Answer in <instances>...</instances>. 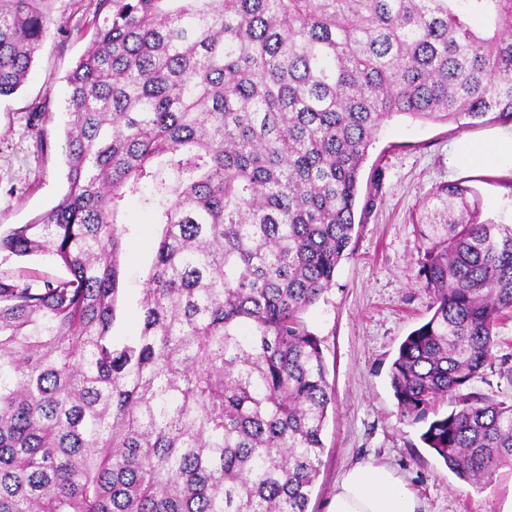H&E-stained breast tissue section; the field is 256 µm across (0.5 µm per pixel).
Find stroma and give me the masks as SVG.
I'll use <instances>...</instances> for the list:
<instances>
[{"instance_id": "obj_1", "label": "stroma", "mask_w": 512, "mask_h": 512, "mask_svg": "<svg viewBox=\"0 0 512 512\" xmlns=\"http://www.w3.org/2000/svg\"><path fill=\"white\" fill-rule=\"evenodd\" d=\"M97 8V0H51L48 32L27 81L0 97V225L29 223L65 193V77L92 41ZM505 131L512 132V125L463 127L396 116L370 147L358 197L368 208L355 227L352 253L337 266L334 286L303 315L321 342L334 396L308 512H328L342 473L366 462L401 476L421 512H500L512 496L507 467L479 490L458 479L424 448L420 425L402 415L390 386L399 345L431 315L432 297L417 277L424 252L416 222L422 203L438 186L465 181L482 198L483 218L512 224V170L460 166L451 155L460 138L482 141ZM125 221L112 323L117 342L141 327L140 300L162 231L134 199Z\"/></svg>"}]
</instances>
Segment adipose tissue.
<instances>
[{
	"label": "adipose tissue",
	"mask_w": 512,
	"mask_h": 512,
	"mask_svg": "<svg viewBox=\"0 0 512 512\" xmlns=\"http://www.w3.org/2000/svg\"><path fill=\"white\" fill-rule=\"evenodd\" d=\"M458 163L512 169V133L478 143L461 138L453 145ZM420 502L400 476L369 463L348 469L336 486L329 512H419Z\"/></svg>",
	"instance_id": "ef3b65f1"
}]
</instances>
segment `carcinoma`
Segmentation results:
<instances>
[{
  "mask_svg": "<svg viewBox=\"0 0 512 512\" xmlns=\"http://www.w3.org/2000/svg\"><path fill=\"white\" fill-rule=\"evenodd\" d=\"M50 0H0V96ZM67 76L68 190L0 227V512H307L332 402L303 314L333 286L382 125L512 124V0H99ZM137 197L163 225L138 336L112 322ZM464 182L423 203L433 314L391 387L480 488L512 468V399L470 382L512 318V225ZM447 401L451 409L440 412ZM0 269H9L15 273H36L39 275H62L63 268L58 265L52 257L35 255L27 260L18 261L11 259L9 262L2 264L0 263Z\"/></svg>",
  "mask_w": 512,
  "mask_h": 512,
  "instance_id": "cac0c4a2",
  "label": "carcinoma"
}]
</instances>
